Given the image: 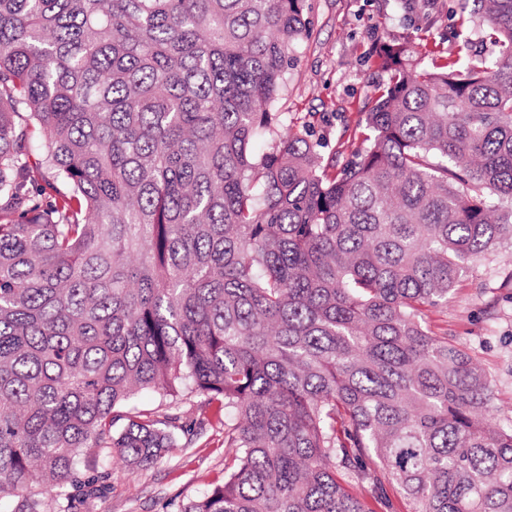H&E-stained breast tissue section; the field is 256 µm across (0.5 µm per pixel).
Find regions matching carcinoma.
<instances>
[{
  "label": "carcinoma",
  "instance_id": "cac0c4a2",
  "mask_svg": "<svg viewBox=\"0 0 512 512\" xmlns=\"http://www.w3.org/2000/svg\"><path fill=\"white\" fill-rule=\"evenodd\" d=\"M308 0H0V498L147 469L224 417V482L181 512H512V426L437 335L468 264L512 238V0L496 47L418 71L385 46L336 166L276 111Z\"/></svg>",
  "mask_w": 512,
  "mask_h": 512
}]
</instances>
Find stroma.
I'll return each instance as SVG.
<instances>
[{"mask_svg": "<svg viewBox=\"0 0 512 512\" xmlns=\"http://www.w3.org/2000/svg\"><path fill=\"white\" fill-rule=\"evenodd\" d=\"M311 36L295 52L296 62L279 111L289 120L314 114L317 135L326 137L339 158L360 145L374 86L383 80L377 44H413L411 58L427 69L435 57L467 59L492 54L474 30L451 31L449 11L457 0H310ZM438 335L463 347L493 383L498 410L494 421L512 423V242L502 241L475 258L448 296L446 306L426 310ZM199 397L180 411L194 424L155 465L130 472L100 455L97 468L108 475L103 492L81 512H181L224 478V428L215 417L200 418Z\"/></svg>", "mask_w": 512, "mask_h": 512, "instance_id": "stroma-1", "label": "stroma"}]
</instances>
